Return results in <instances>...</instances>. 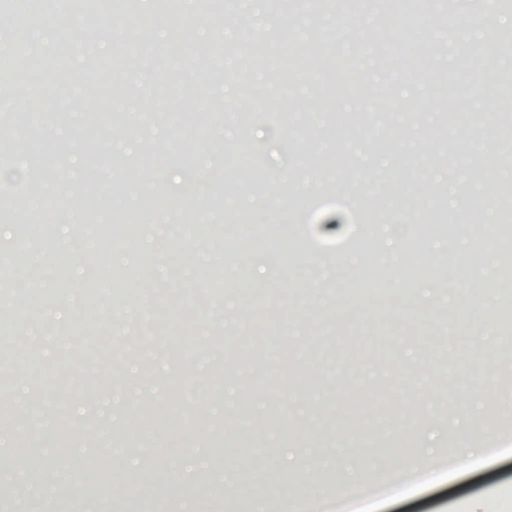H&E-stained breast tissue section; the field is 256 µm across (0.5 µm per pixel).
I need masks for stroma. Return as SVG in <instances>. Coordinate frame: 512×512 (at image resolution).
<instances>
[{"label":"stroma","instance_id":"stroma-1","mask_svg":"<svg viewBox=\"0 0 512 512\" xmlns=\"http://www.w3.org/2000/svg\"><path fill=\"white\" fill-rule=\"evenodd\" d=\"M12 3L40 24L22 34L0 21V67L20 39L64 64L0 103L38 116L17 162L0 164V252L42 299L39 323L0 333V358L16 362L0 410L25 403L27 356L52 382L0 434V449L44 451L34 481L0 486V512H512V382L495 357L512 289L497 263L512 225V140L497 133L512 56L480 51L512 33V13L450 0L439 47L433 0L420 27L399 30L374 0H224L220 20L198 0L95 17L68 0L64 31L57 0ZM217 42L223 55H208ZM92 56L106 64L94 81ZM229 151L237 162L223 163ZM489 179L501 184L492 207ZM36 208L55 221L28 241L35 272L11 248ZM129 210L140 220L128 248H73L89 229L123 234L112 217ZM437 212L449 235L418 237ZM282 233L286 247L266 250ZM417 260L427 274L414 279ZM90 268L110 290L86 296ZM218 287L222 312L188 303L168 326H113L170 307L173 289ZM186 336L198 362L176 385L164 355ZM217 362L236 369L220 391L205 380ZM158 401L147 432L125 431L131 406ZM487 436L489 457L452 473L449 449ZM108 442L114 478L89 492L77 463ZM412 454L434 463L408 468Z\"/></svg>","mask_w":512,"mask_h":512}]
</instances>
